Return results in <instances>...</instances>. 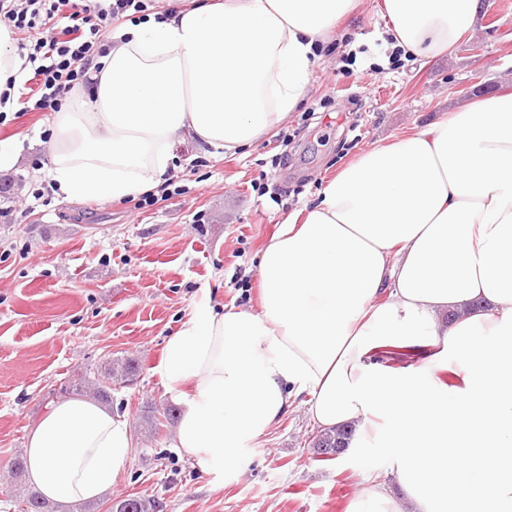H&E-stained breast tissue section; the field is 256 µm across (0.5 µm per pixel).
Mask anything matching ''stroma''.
Instances as JSON below:
<instances>
[{
  "mask_svg": "<svg viewBox=\"0 0 512 512\" xmlns=\"http://www.w3.org/2000/svg\"><path fill=\"white\" fill-rule=\"evenodd\" d=\"M379 0H361L341 39L319 57L302 107L282 130L237 153L206 154L178 141L172 182L181 192L142 208L137 198L65 200L49 183L50 112H8L0 142L16 158L0 169V512H19L31 489L10 471L29 425L73 372L132 355L133 385L112 410L135 447L113 495L154 498L156 512H347L367 483L356 450L317 459L306 396L248 449L242 471L217 481L174 448L175 424L145 437L141 408L171 404L158 372L167 339L204 292L257 309L258 254L293 211L316 199L347 162L436 120L448 107L512 89V0H480L483 16L449 53L391 57ZM264 184L258 194L256 184Z\"/></svg>",
  "mask_w": 512,
  "mask_h": 512,
  "instance_id": "1",
  "label": "stroma"
}]
</instances>
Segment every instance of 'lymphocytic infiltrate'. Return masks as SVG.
I'll use <instances>...</instances> for the list:
<instances>
[{
  "label": "lymphocytic infiltrate",
  "mask_w": 512,
  "mask_h": 512,
  "mask_svg": "<svg viewBox=\"0 0 512 512\" xmlns=\"http://www.w3.org/2000/svg\"><path fill=\"white\" fill-rule=\"evenodd\" d=\"M148 0H0V19L28 33L20 56L32 67L25 94L33 110L61 109L75 85L86 82L94 61L107 52L104 25L146 11Z\"/></svg>",
  "instance_id": "obj_1"
}]
</instances>
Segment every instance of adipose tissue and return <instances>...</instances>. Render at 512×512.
I'll return each mask as SVG.
<instances>
[{"label": "adipose tissue", "mask_w": 512, "mask_h": 512, "mask_svg": "<svg viewBox=\"0 0 512 512\" xmlns=\"http://www.w3.org/2000/svg\"><path fill=\"white\" fill-rule=\"evenodd\" d=\"M358 0H198L131 16L101 70L53 117L49 174L66 199L157 190L188 138L233 151L280 127ZM395 49L449 51L479 0H380ZM23 61L0 25V93L18 105ZM259 311L197 303L160 373L182 404L174 445L200 473L246 449L308 395L318 426L354 423L371 482L352 512H512V93L442 113L357 156L260 253ZM396 346L418 366L373 359ZM457 361L459 385L436 376ZM133 448L127 420L88 397L30 426L26 480L66 507L110 493Z\"/></svg>", "instance_id": "1"}]
</instances>
